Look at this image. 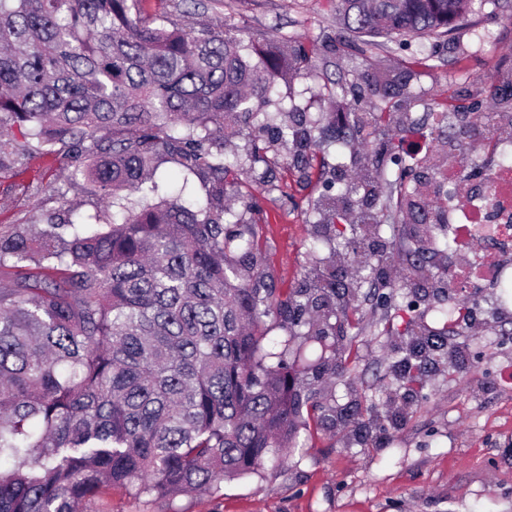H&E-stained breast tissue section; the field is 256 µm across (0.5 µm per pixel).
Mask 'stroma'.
Returning a JSON list of instances; mask_svg holds the SVG:
<instances>
[{"mask_svg": "<svg viewBox=\"0 0 512 512\" xmlns=\"http://www.w3.org/2000/svg\"><path fill=\"white\" fill-rule=\"evenodd\" d=\"M209 19H225L246 42L262 38L301 41L312 50L311 62L290 79L279 81L285 106L315 113L312 90L335 80L334 100L354 96L386 112H398L406 126L400 133L377 135L385 150L379 166L396 178L398 163L412 175L429 172L420 157L408 155L409 121L454 104L485 112L493 84L512 72V0H498L469 14L457 29L432 39L433 53L421 58L422 41L404 37L360 48L349 38L328 0H204ZM491 32L479 44L478 31ZM410 71L408 100L397 105L384 98L372 78L380 72ZM477 125L449 119L436 149L468 160L470 167L489 164ZM263 149L252 160L251 144ZM224 151L238 154L236 180L226 198L252 196L255 209L239 208L245 224H259L270 247L264 270L276 287L290 288L314 275L306 245L313 231V206L325 191L336 164L338 145L320 144L307 172L291 165L286 149L264 123L252 122L225 133ZM68 169L64 155L37 156L0 168V196L13 205L0 211V225L44 224L57 207L47 187ZM449 255H432L425 275L394 292L362 287L355 304L362 329L353 340L356 354L349 378L330 384L315 380L311 389L335 407V419L323 422L305 448L291 454L270 480L258 476L225 479L218 493L180 495L161 506L116 489L96 503V512H512V383L497 384L512 365V305H501L494 289L481 295V333L454 330L448 347L454 355L428 361L419 387L401 386L391 370L406 355L407 337L385 323L386 313L412 308L417 321L439 319L451 307L441 289L440 269Z\"/></svg>", "mask_w": 512, "mask_h": 512, "instance_id": "obj_1", "label": "stroma"}]
</instances>
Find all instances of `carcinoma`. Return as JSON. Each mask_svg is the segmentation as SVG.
Listing matches in <instances>:
<instances>
[{"mask_svg": "<svg viewBox=\"0 0 512 512\" xmlns=\"http://www.w3.org/2000/svg\"><path fill=\"white\" fill-rule=\"evenodd\" d=\"M0 0V158L57 151L65 185L100 204L44 228L0 225V512H87L120 487L168 503L219 490L226 477L275 473L329 416L305 378H344L359 329L354 290L388 262L385 231L407 223L416 193L384 173L348 181L315 211L335 221L329 254L363 247L354 278L323 264L314 282H267L260 224L228 219L235 164L224 129L263 118L305 169L317 120L275 123L270 89L308 61L307 47L244 43L226 21L180 25L187 0ZM351 35L450 34L474 0H330ZM409 76L381 74L399 97ZM273 106L276 112L267 108ZM390 112L337 115L325 130L372 145ZM207 186L187 206L161 194L158 167ZM275 326L283 336L269 347ZM400 363L447 354L446 334L417 327ZM330 348L304 360L299 340ZM345 342L336 360V341Z\"/></svg>", "mask_w": 512, "mask_h": 512, "instance_id": "carcinoma-1", "label": "carcinoma"}]
</instances>
